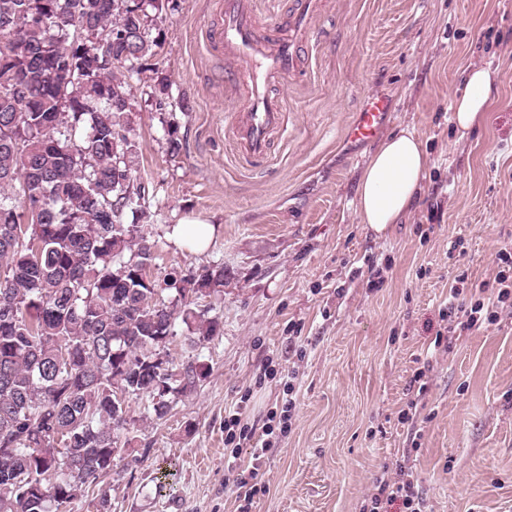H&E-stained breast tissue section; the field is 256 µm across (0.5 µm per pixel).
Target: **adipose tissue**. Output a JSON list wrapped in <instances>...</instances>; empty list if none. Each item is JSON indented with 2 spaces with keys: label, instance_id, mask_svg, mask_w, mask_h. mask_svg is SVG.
Here are the masks:
<instances>
[{
  "label": "adipose tissue",
  "instance_id": "ef3b65f1",
  "mask_svg": "<svg viewBox=\"0 0 512 512\" xmlns=\"http://www.w3.org/2000/svg\"><path fill=\"white\" fill-rule=\"evenodd\" d=\"M494 75L482 66L466 72V87L452 102V120L459 136L483 126L492 99ZM428 169L422 140L403 131L383 140L361 171L357 211L361 223L386 234L407 215L419 197Z\"/></svg>",
  "mask_w": 512,
  "mask_h": 512
}]
</instances>
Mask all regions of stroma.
I'll use <instances>...</instances> for the list:
<instances>
[{
  "mask_svg": "<svg viewBox=\"0 0 512 512\" xmlns=\"http://www.w3.org/2000/svg\"><path fill=\"white\" fill-rule=\"evenodd\" d=\"M213 2L163 0L151 29L161 46L129 84L151 273L223 265L212 302L224 334L198 350L175 337L172 356H198L209 372L166 419L132 403V444L114 460L123 476L104 481L112 512H360L382 467L399 464L427 512H512V309L427 354L449 286L461 275L471 288L492 282L497 250L512 245V0H324L306 75L279 87L287 131L257 165L226 133V102L245 96L225 88L204 45ZM476 64L493 70L496 92L484 126L462 139L450 104ZM376 93L392 104L381 138L416 132L429 156L417 207L384 237L355 204L375 147L343 136ZM188 216L216 228L205 252L169 236ZM270 364L298 374L295 415L259 470L264 492L247 503L227 461H249L250 450L225 447L224 419L236 409L242 425L262 429L282 396ZM419 370L424 407L405 424Z\"/></svg>",
  "mask_w": 512,
  "mask_h": 512,
  "instance_id": "stroma-1",
  "label": "stroma"
}]
</instances>
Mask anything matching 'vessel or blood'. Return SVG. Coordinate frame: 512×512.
<instances>
[{"instance_id":"vessel-or-blood-1","label":"vessel or blood","mask_w":512,"mask_h":512,"mask_svg":"<svg viewBox=\"0 0 512 512\" xmlns=\"http://www.w3.org/2000/svg\"><path fill=\"white\" fill-rule=\"evenodd\" d=\"M288 33L276 28L259 34L253 0H220L216 17L207 27L210 44L231 63L229 78L243 86L247 103L233 109L228 123L232 143L245 161L266 158L274 139L287 130L286 106L271 92V84L301 73L306 58L299 50L313 35L321 0H293ZM390 105L385 97H365L345 137L352 143L374 140L386 123Z\"/></svg>"}]
</instances>
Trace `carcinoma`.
I'll return each mask as SVG.
<instances>
[{
    "label": "carcinoma",
    "mask_w": 512,
    "mask_h": 512,
    "mask_svg": "<svg viewBox=\"0 0 512 512\" xmlns=\"http://www.w3.org/2000/svg\"><path fill=\"white\" fill-rule=\"evenodd\" d=\"M0 0V512H67L128 437L206 377L169 345L224 322L201 301L224 266L152 277L130 88L154 55L135 0ZM132 222H124L126 214Z\"/></svg>",
    "instance_id": "cac0c4a2"
}]
</instances>
